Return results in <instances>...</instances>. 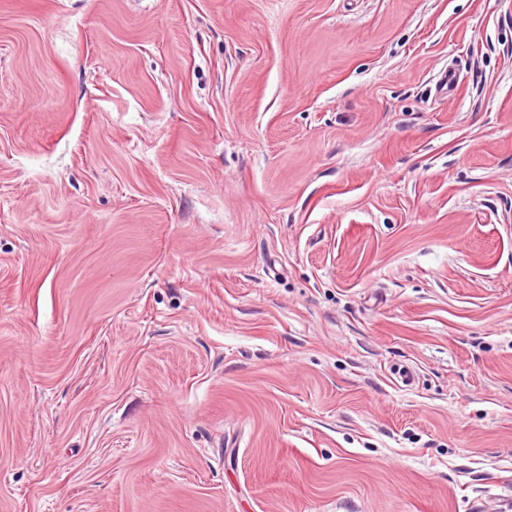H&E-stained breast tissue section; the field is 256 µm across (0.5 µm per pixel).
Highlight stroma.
Here are the masks:
<instances>
[{"label":"stroma","mask_w":512,"mask_h":512,"mask_svg":"<svg viewBox=\"0 0 512 512\" xmlns=\"http://www.w3.org/2000/svg\"><path fill=\"white\" fill-rule=\"evenodd\" d=\"M509 498L512 0H0V512Z\"/></svg>","instance_id":"1"}]
</instances>
